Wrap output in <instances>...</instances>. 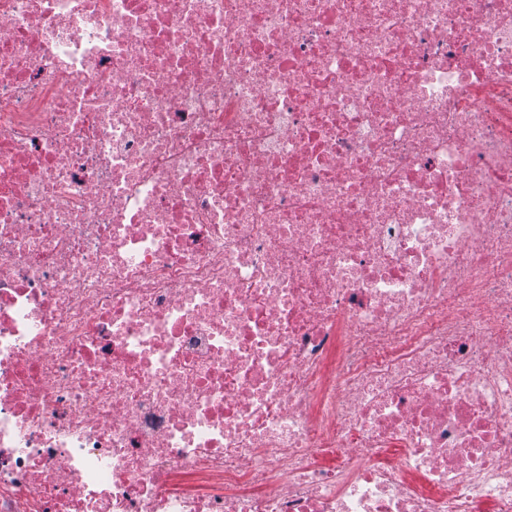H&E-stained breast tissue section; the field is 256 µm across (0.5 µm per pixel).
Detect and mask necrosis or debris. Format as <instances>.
<instances>
[{"instance_id": "obj_1", "label": "necrosis or debris", "mask_w": 512, "mask_h": 512, "mask_svg": "<svg viewBox=\"0 0 512 512\" xmlns=\"http://www.w3.org/2000/svg\"><path fill=\"white\" fill-rule=\"evenodd\" d=\"M0 512H512V0H0Z\"/></svg>"}]
</instances>
